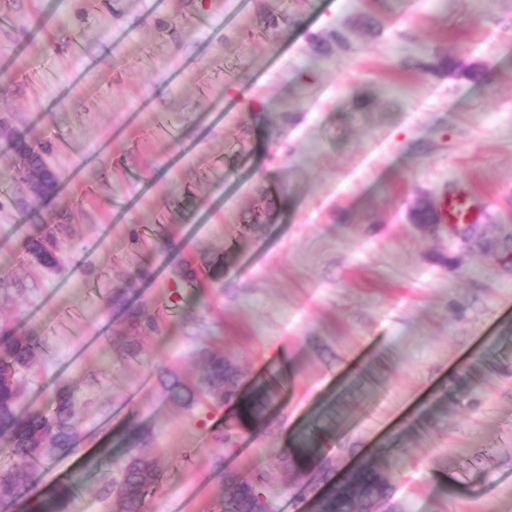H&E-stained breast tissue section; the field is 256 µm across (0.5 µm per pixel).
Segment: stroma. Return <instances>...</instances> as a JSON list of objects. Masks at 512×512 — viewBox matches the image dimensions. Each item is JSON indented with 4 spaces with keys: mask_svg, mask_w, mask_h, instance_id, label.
Returning <instances> with one entry per match:
<instances>
[{
    "mask_svg": "<svg viewBox=\"0 0 512 512\" xmlns=\"http://www.w3.org/2000/svg\"><path fill=\"white\" fill-rule=\"evenodd\" d=\"M22 144L68 193L25 192ZM462 189L485 221L416 222ZM1 330L40 347L20 413L73 395L37 488L70 512H112L135 426L146 512H222L228 470L310 512L282 459L321 416L396 512H512V0H0ZM214 350L277 384L260 422L168 398ZM72 500V484L62 482L53 488L48 497H35L28 510L30 512H68Z\"/></svg>",
    "mask_w": 512,
    "mask_h": 512,
    "instance_id": "stroma-1",
    "label": "stroma"
}]
</instances>
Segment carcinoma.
I'll return each mask as SVG.
<instances>
[{"label":"carcinoma","mask_w":512,"mask_h":512,"mask_svg":"<svg viewBox=\"0 0 512 512\" xmlns=\"http://www.w3.org/2000/svg\"><path fill=\"white\" fill-rule=\"evenodd\" d=\"M38 346L26 336H0V441L11 451L14 463L0 474V509L7 510L25 491L36 484L39 466L55 456L75 452L76 435L73 423V399L70 392L60 389L51 415L23 416L17 411L19 372L37 361ZM206 372L198 387L193 388L171 376L166 383L168 396L175 401L191 402L199 391L210 398L233 403L237 407L238 425L245 427L259 420L261 404L272 400L273 390L267 389L255 398L240 396L237 369L220 352L205 356ZM143 436L135 429L127 436L131 451L117 459L120 471L113 512H143L149 493L155 488L160 466L157 458L135 451ZM284 464L306 474L319 469L324 488L314 504V512H378L391 491L390 479L366 458L346 476L336 480L335 459L316 435H307L288 449ZM270 479L265 470L241 476L224 474V512H259L263 507V490ZM73 500L72 484H57L48 497H36L29 512H69Z\"/></svg>","instance_id":"cac0c4a2"}]
</instances>
